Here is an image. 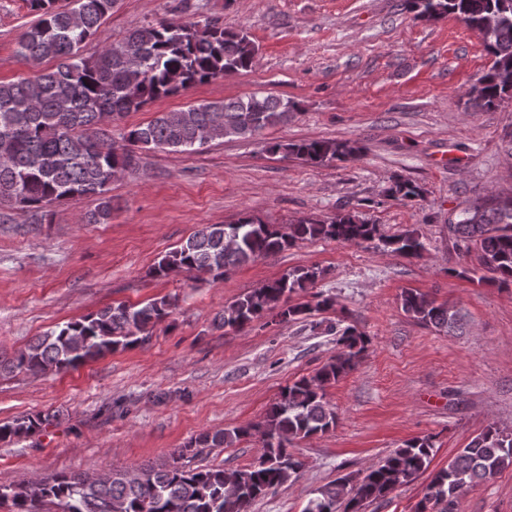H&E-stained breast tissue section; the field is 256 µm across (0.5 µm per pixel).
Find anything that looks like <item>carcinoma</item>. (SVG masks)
Listing matches in <instances>:
<instances>
[{"label":"carcinoma","instance_id":"carcinoma-1","mask_svg":"<svg viewBox=\"0 0 512 512\" xmlns=\"http://www.w3.org/2000/svg\"><path fill=\"white\" fill-rule=\"evenodd\" d=\"M38 18L20 37L18 56L26 65L45 60L50 69L27 78L0 82V204L32 213L40 222L49 207L74 197H93L90 224L112 219V182L140 167V151H196L207 142L249 138L266 128L288 123L298 111L295 102L273 94L204 102L185 110L161 112L145 125L112 141L108 125L126 113L178 93L250 70L257 47L244 29L217 23L159 21L137 28L96 57L82 54L83 44L111 14L115 0H27ZM415 17L435 21L454 15L482 37L492 65L468 91L478 105L496 107L512 98V0H403ZM269 150L285 152L310 164L358 158L356 141L313 140ZM388 196L406 202L420 197L409 179H398ZM454 248L474 256L491 274L490 280L512 284V195L485 199L464 208L460 219L446 224ZM333 239L360 244L374 238L392 253L421 256L424 244L413 230L383 236L379 226L355 214L326 219H300L285 227L264 224L249 216L230 224H208L179 247L166 253L153 273L167 277L203 272L222 280L233 269L282 251L299 241ZM321 271L296 268L282 277L241 294L224 306L221 324L240 331L264 316L280 323L326 311L336 301L323 294L312 303L288 304L291 293L315 284ZM175 300L154 298L136 306H105L67 322L32 340L12 357L0 355V373L48 372L75 368L119 349L147 340L150 329L172 314ZM401 308L414 320L445 332L457 324L448 303L425 293L405 290ZM336 334V354L314 374L285 387L268 408L264 420L231 430L204 432L194 446L228 448L258 436L263 453L249 467L236 470L172 465L140 471L101 473L87 481L81 474L36 477L22 485L0 486L13 512H44L57 505L63 512H249L259 498L288 482L301 462L288 452L295 440L324 434L336 424V413L325 400V388L353 371L367 351L369 339L353 325L329 326ZM51 413L22 416L0 425V440L12 439L48 426ZM433 437L416 436L367 468L356 484L344 475L317 490L304 512H363L366 504L386 498L397 487L424 474L433 458ZM512 467V438L489 425L463 448L448 466L430 476L416 512H458L463 488L487 482Z\"/></svg>","mask_w":512,"mask_h":512}]
</instances>
